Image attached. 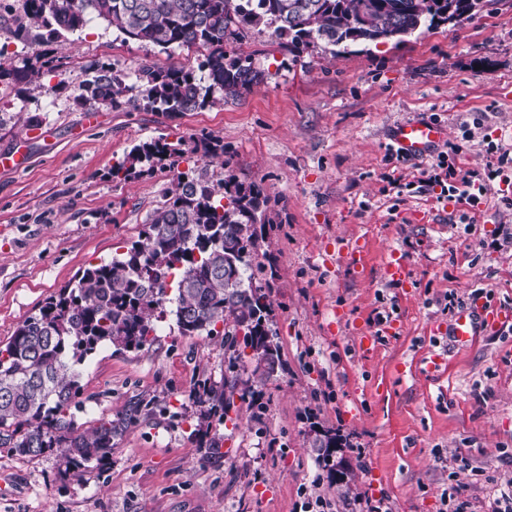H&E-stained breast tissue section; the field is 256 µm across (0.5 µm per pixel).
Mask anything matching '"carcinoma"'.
Returning a JSON list of instances; mask_svg holds the SVG:
<instances>
[{
  "instance_id": "obj_1",
  "label": "carcinoma",
  "mask_w": 512,
  "mask_h": 512,
  "mask_svg": "<svg viewBox=\"0 0 512 512\" xmlns=\"http://www.w3.org/2000/svg\"><path fill=\"white\" fill-rule=\"evenodd\" d=\"M485 0H23L17 34L33 23L61 38L102 19L130 40L164 52L196 46L205 51L197 69L162 68L147 60L133 68L95 62L75 95L80 105L129 104L163 112H190L224 103L258 83L263 72L253 55L227 57L224 42L252 30L274 28L280 45L299 56L324 43L347 47L411 35L426 23L462 21ZM63 75L57 58L27 70L0 65V81L43 88L42 77ZM184 158L178 144L146 141L132 148L112 175L151 170ZM209 164L177 175L169 200L143 225L138 240L108 262L88 267L24 319L0 345V448L24 456L59 452L79 476L98 467L130 420L104 416L85 428L78 366L102 348L139 350L170 313L184 336L214 335L224 326L228 348L237 336H260L268 319L269 282L253 264L264 242L268 200L255 185L228 176L213 181ZM235 349L229 370L261 361ZM239 379L204 390L208 414L228 407Z\"/></svg>"
}]
</instances>
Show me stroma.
Wrapping results in <instances>:
<instances>
[{
    "label": "stroma",
    "instance_id": "35a3bbf8",
    "mask_svg": "<svg viewBox=\"0 0 512 512\" xmlns=\"http://www.w3.org/2000/svg\"><path fill=\"white\" fill-rule=\"evenodd\" d=\"M19 7L0 0L5 66L61 57L65 74L44 77L36 95L0 87V153L28 156L22 170L0 169V343L85 268L137 240L188 168L116 179L113 165L144 141L188 145L206 134L224 147L213 171L269 199L262 276L273 285L282 366L268 379L241 372L252 397L204 420L193 393L223 386V336L182 335L169 315L141 350H99L79 368L82 398L89 417H128L126 432L79 479L56 453L0 451V512H296L316 476L338 512L362 493L388 495L396 512H440L458 456L485 472L459 485L467 512H498L512 480V359L502 356L512 327L466 346L448 328L452 307L475 290L512 306V198L500 191L512 168L475 205L399 193L390 178L417 180L431 162L396 158L389 134L407 118L440 122L441 149L461 175L512 145V0L400 41L337 55L320 45L297 60L262 27L224 45L255 54L265 75L223 106L100 108L92 127L82 124L92 111L74 101L91 63L190 67L201 49L147 48L100 19L59 39L35 27L20 39ZM357 239L361 265L329 258ZM393 254L408 261L409 283L385 279ZM365 334L379 338L373 353L357 346ZM433 354L440 371L421 372ZM324 432L339 443L338 481L312 447Z\"/></svg>",
    "mask_w": 512,
    "mask_h": 512
}]
</instances>
